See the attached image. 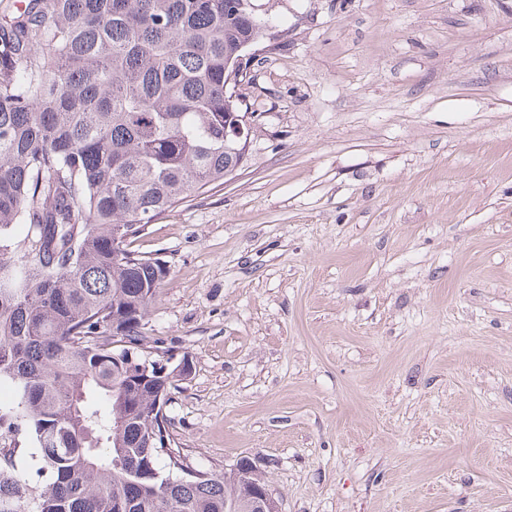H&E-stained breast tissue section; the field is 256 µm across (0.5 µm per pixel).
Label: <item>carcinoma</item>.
Here are the masks:
<instances>
[{
    "label": "carcinoma",
    "mask_w": 512,
    "mask_h": 512,
    "mask_svg": "<svg viewBox=\"0 0 512 512\" xmlns=\"http://www.w3.org/2000/svg\"><path fill=\"white\" fill-rule=\"evenodd\" d=\"M269 27L247 0L0 16V512H251L268 485L166 447L172 369L146 325L169 268L131 243L242 165L225 84Z\"/></svg>",
    "instance_id": "obj_1"
}]
</instances>
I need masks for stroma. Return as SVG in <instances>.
<instances>
[{
  "label": "stroma",
  "mask_w": 512,
  "mask_h": 512,
  "mask_svg": "<svg viewBox=\"0 0 512 512\" xmlns=\"http://www.w3.org/2000/svg\"><path fill=\"white\" fill-rule=\"evenodd\" d=\"M241 167L134 250L187 464L281 512H512V0H253Z\"/></svg>",
  "instance_id": "35a3bbf8"
}]
</instances>
